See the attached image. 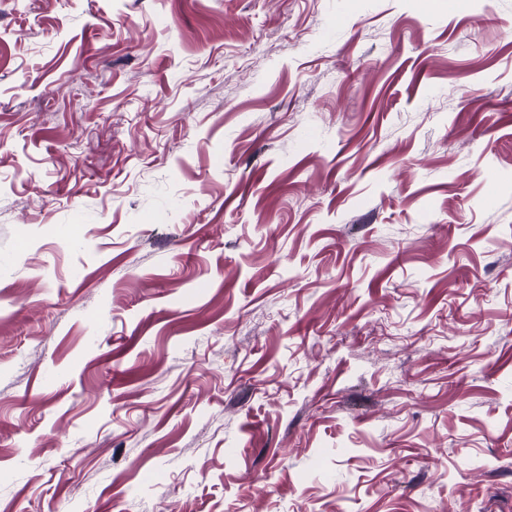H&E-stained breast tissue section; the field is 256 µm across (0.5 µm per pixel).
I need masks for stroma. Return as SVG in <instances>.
<instances>
[{
    "label": "stroma",
    "instance_id": "stroma-1",
    "mask_svg": "<svg viewBox=\"0 0 512 512\" xmlns=\"http://www.w3.org/2000/svg\"><path fill=\"white\" fill-rule=\"evenodd\" d=\"M0 512H512V0H0Z\"/></svg>",
    "mask_w": 512,
    "mask_h": 512
}]
</instances>
